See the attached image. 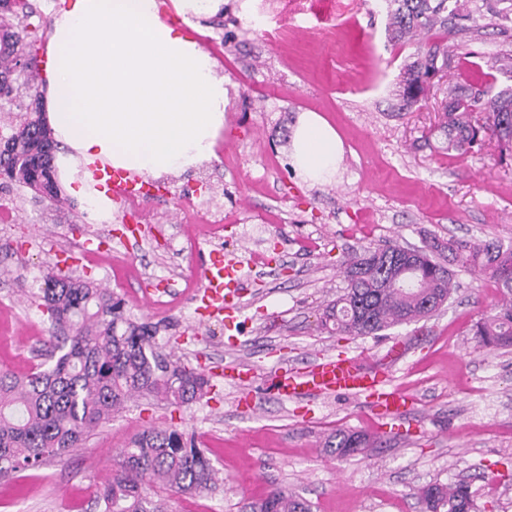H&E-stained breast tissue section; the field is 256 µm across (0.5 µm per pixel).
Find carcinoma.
<instances>
[{
	"instance_id": "1",
	"label": "carcinoma",
	"mask_w": 512,
	"mask_h": 512,
	"mask_svg": "<svg viewBox=\"0 0 512 512\" xmlns=\"http://www.w3.org/2000/svg\"><path fill=\"white\" fill-rule=\"evenodd\" d=\"M391 38L428 34L481 10L478 0H386ZM0 14L21 19L17 30L0 36V92L10 97L14 84L34 86V56L26 52L39 38L41 24L29 0H0ZM450 63L448 47L437 42L418 51L403 67V98L416 100L426 91L430 71ZM489 114V123L475 124L472 112ZM448 147L465 152L477 136L495 137L501 151L512 149V89L486 85L475 96L449 92L442 125ZM57 143L41 112L27 111L0 148L5 182L37 190V197L60 198L53 160ZM461 257L487 272L503 288L499 310L474 325L481 347H512V242L480 244L434 241L408 257L388 245L352 252L342 262L346 287L328 304L323 327L345 336H378L394 326L434 313L449 299L453 271L442 260ZM44 312L51 322L47 368L24 378L0 371V476L36 467L47 457H60L83 445L91 430L121 412L134 397L156 398L183 405L207 393L208 380L157 350V326L124 315L120 301L93 280L52 272L42 288ZM370 439L339 430L328 436L324 450L343 457L364 453ZM218 472L204 452L176 429L148 428L121 450L112 484L98 498L101 512H166L150 488L189 494L211 491ZM420 497L427 512H473L474 500L464 481L433 483ZM249 512H311V504L282 489L249 504Z\"/></svg>"
}]
</instances>
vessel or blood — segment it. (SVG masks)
Masks as SVG:
<instances>
[{
  "instance_id": "obj_1",
  "label": "vessel or blood",
  "mask_w": 512,
  "mask_h": 512,
  "mask_svg": "<svg viewBox=\"0 0 512 512\" xmlns=\"http://www.w3.org/2000/svg\"><path fill=\"white\" fill-rule=\"evenodd\" d=\"M95 177L116 202L123 204L136 199L147 204L153 199L144 181L129 173L107 168L97 171ZM199 270L205 287L197 298L198 312L213 318L233 314L235 300L242 288L236 267L213 257L203 262ZM257 371L254 365L224 370L225 379L241 383L237 405L247 412L255 408L250 384ZM266 375L277 397L282 400L350 395L365 398L385 417L406 415L413 404L409 394L386 383L382 370L365 366L354 356L320 357L301 370L281 365L268 369Z\"/></svg>"
}]
</instances>
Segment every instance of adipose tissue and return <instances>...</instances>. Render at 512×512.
Returning a JSON list of instances; mask_svg holds the SVG:
<instances>
[{"label": "adipose tissue", "instance_id": "adipose-tissue-1", "mask_svg": "<svg viewBox=\"0 0 512 512\" xmlns=\"http://www.w3.org/2000/svg\"><path fill=\"white\" fill-rule=\"evenodd\" d=\"M175 21L157 0H59L47 38V120L64 150L66 188L96 222L112 201L94 187L92 168L107 165L147 178L196 168L215 156L228 89L217 63L180 26L199 28L224 0H171ZM344 152L319 114L302 113L290 159L314 184L333 182Z\"/></svg>", "mask_w": 512, "mask_h": 512}]
</instances>
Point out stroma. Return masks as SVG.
Instances as JSON below:
<instances>
[{
  "instance_id": "obj_1",
  "label": "stroma",
  "mask_w": 512,
  "mask_h": 512,
  "mask_svg": "<svg viewBox=\"0 0 512 512\" xmlns=\"http://www.w3.org/2000/svg\"><path fill=\"white\" fill-rule=\"evenodd\" d=\"M489 0L466 33H434L451 62L425 98L404 105L402 68L418 41L392 42L383 0H224L205 28L186 29L229 83L216 156L158 179L141 237L124 241V213L94 223L74 194L35 199L0 183V370L23 377L46 355L50 322L34 302L58 255L124 302L134 320L158 324L160 351L203 369L212 389L171 405L139 398L98 425L82 448L0 477V512H99L128 441L144 429L192 437L223 482L201 494L164 492L167 512H245L282 488L313 512H425L420 487L471 483L478 512H512V348H479L472 328L495 313L502 290L490 275L457 268L453 295L430 317L381 336H340L321 325L342 294L348 253L431 238L512 240V159L493 138L467 153L447 149L439 125L450 89L475 81L512 87V24ZM303 112L331 124L344 155L330 184L309 185L289 160ZM223 218L222 238L206 223ZM99 249L85 251L87 239ZM220 253L239 261L240 344L225 347L223 323L196 314L198 266ZM266 257L253 263L254 254ZM162 302L143 306L144 289ZM406 351L390 380L415 399L410 413L381 419L342 396L284 402L254 383L245 416L221 377L226 364L305 367L346 353L380 364L395 339ZM338 429L370 436L374 448L328 456Z\"/></svg>"
}]
</instances>
